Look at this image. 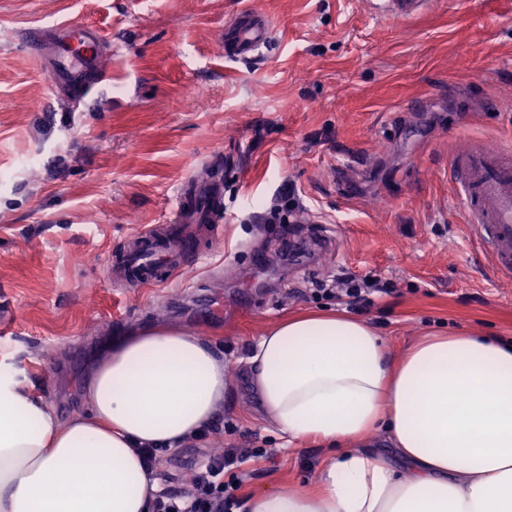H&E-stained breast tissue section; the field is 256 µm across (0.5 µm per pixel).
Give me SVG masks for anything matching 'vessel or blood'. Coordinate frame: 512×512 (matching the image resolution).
Returning <instances> with one entry per match:
<instances>
[{
    "label": "vessel or blood",
    "instance_id": "vessel-or-blood-1",
    "mask_svg": "<svg viewBox=\"0 0 512 512\" xmlns=\"http://www.w3.org/2000/svg\"><path fill=\"white\" fill-rule=\"evenodd\" d=\"M371 12L403 19L417 12L424 0H366ZM273 36L269 18L244 9L224 33V57L258 55ZM28 47L52 76L54 88L73 85L84 74L101 71L103 40L91 25L69 21L29 39ZM454 192L464 204V220L480 251L500 274H512V154L476 146L449 161ZM224 186L217 181L185 179L172 210L175 224H217L222 220ZM137 251L108 265L113 281L128 288L157 282L158 270L175 272L185 260L169 240L166 229L150 227L135 233Z\"/></svg>",
    "mask_w": 512,
    "mask_h": 512
}]
</instances>
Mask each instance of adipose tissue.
I'll return each instance as SVG.
<instances>
[{"instance_id":"adipose-tissue-1","label":"adipose tissue","mask_w":512,"mask_h":512,"mask_svg":"<svg viewBox=\"0 0 512 512\" xmlns=\"http://www.w3.org/2000/svg\"><path fill=\"white\" fill-rule=\"evenodd\" d=\"M266 425L331 445L317 489L246 512H512V341L448 330L389 360L368 321L284 315L246 359ZM223 348L177 326L114 338L62 419L0 362V512H151L147 448L201 438L230 390ZM385 430L392 454L366 439Z\"/></svg>"}]
</instances>
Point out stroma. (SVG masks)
I'll return each instance as SVG.
<instances>
[{"label":"stroma","mask_w":512,"mask_h":512,"mask_svg":"<svg viewBox=\"0 0 512 512\" xmlns=\"http://www.w3.org/2000/svg\"><path fill=\"white\" fill-rule=\"evenodd\" d=\"M244 8L269 15L274 39L229 61L224 26ZM69 20L98 29L105 70L63 97L25 37ZM474 144L512 145V0H427L404 20L364 0H0V358L66 417L113 337H211L231 390L205 438L158 452L163 487L185 488L206 451L263 448L239 501L305 492L327 450L265 428L244 363L283 315L345 310L348 273L395 287L356 312L389 358L436 327L512 336V276L479 251L448 177L449 154ZM193 173L224 182L216 244L190 227L211 247L200 261L113 287L108 260L167 223ZM287 196L289 225L268 223Z\"/></svg>","instance_id":"35a3bbf8"}]
</instances>
